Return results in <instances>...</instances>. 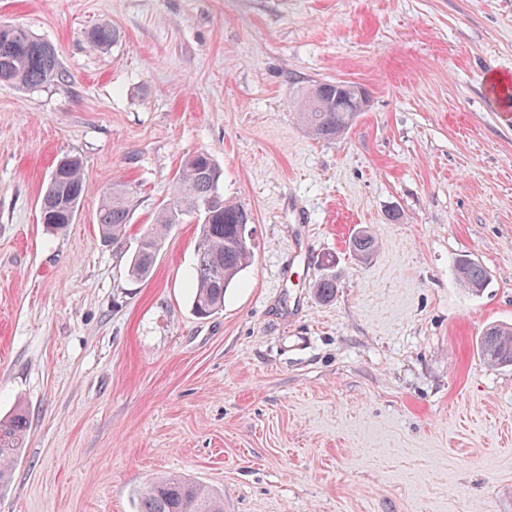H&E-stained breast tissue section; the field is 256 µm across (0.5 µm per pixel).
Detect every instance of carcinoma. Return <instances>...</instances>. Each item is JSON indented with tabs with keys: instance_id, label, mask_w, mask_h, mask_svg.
<instances>
[{
	"instance_id": "obj_1",
	"label": "carcinoma",
	"mask_w": 512,
	"mask_h": 512,
	"mask_svg": "<svg viewBox=\"0 0 512 512\" xmlns=\"http://www.w3.org/2000/svg\"><path fill=\"white\" fill-rule=\"evenodd\" d=\"M121 38L118 28L101 24L86 35L89 47L104 50ZM9 42V50L0 47V82L35 89L51 82L65 80L55 49L28 29L16 26ZM339 82H319L313 85L314 96L307 111L299 118L308 132L317 139L334 140L352 124L353 113L341 96ZM222 172L207 152L190 155L175 175L172 198L160 210L154 224L140 238L129 272L136 280L146 278L154 265L157 253L172 227L182 224L206 202H212L208 219L199 225L195 245L194 309L197 315L208 317L224 307V296L234 286L238 275L253 260L254 245L250 225L252 214L243 206L227 200L220 191ZM86 190L82 162L77 157L66 158V163L50 172L46 190L41 199L46 230L58 234L76 220ZM127 189L122 182L112 184L104 193L105 202L98 214L102 236L117 240L125 232L130 210ZM375 239L366 231L356 232L349 248L358 257L371 255ZM455 271L461 287L477 293L485 288L488 272L480 263L463 255L456 260ZM484 362L491 368L512 365V325L496 324L485 329L480 338ZM29 433V419L18 411L6 420H0V487L10 479L11 467L24 447ZM139 512H224V502L199 485L182 476H167L150 483L141 493Z\"/></svg>"
}]
</instances>
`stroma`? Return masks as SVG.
I'll return each mask as SVG.
<instances>
[{"instance_id": "stroma-1", "label": "stroma", "mask_w": 512, "mask_h": 512, "mask_svg": "<svg viewBox=\"0 0 512 512\" xmlns=\"http://www.w3.org/2000/svg\"><path fill=\"white\" fill-rule=\"evenodd\" d=\"M1 21L68 80L0 82V418L30 423L0 512H138L169 475L224 512H512V367L477 350L512 324V99L489 83L512 78V0H0ZM102 23L121 38L94 52ZM319 82L367 98L331 141L298 118ZM199 151L255 244L205 319L196 221L128 275ZM75 155L86 193L51 234L40 198ZM116 181L112 242L96 212ZM127 195L122 182L113 183L104 193L106 200L98 214L99 230L104 238L117 240L125 234L130 214ZM455 271L460 286L472 293L480 292L488 282L487 270L467 255L456 260Z\"/></svg>"}]
</instances>
